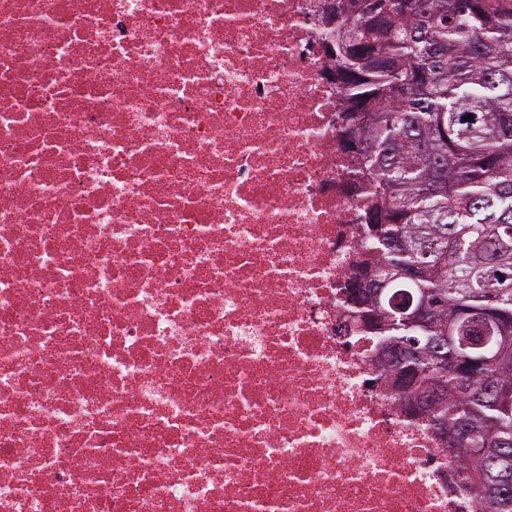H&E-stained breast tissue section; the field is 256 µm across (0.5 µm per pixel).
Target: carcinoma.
<instances>
[{"mask_svg": "<svg viewBox=\"0 0 512 512\" xmlns=\"http://www.w3.org/2000/svg\"><path fill=\"white\" fill-rule=\"evenodd\" d=\"M336 4L325 51L364 190L365 280L348 284L347 310L478 512H512V0ZM487 317L497 343L469 377L458 365L475 352L448 329L479 336Z\"/></svg>", "mask_w": 512, "mask_h": 512, "instance_id": "obj_1", "label": "carcinoma"}]
</instances>
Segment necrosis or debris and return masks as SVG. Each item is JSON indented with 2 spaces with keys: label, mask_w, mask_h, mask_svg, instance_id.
Masks as SVG:
<instances>
[{
  "label": "necrosis or debris",
  "mask_w": 512,
  "mask_h": 512,
  "mask_svg": "<svg viewBox=\"0 0 512 512\" xmlns=\"http://www.w3.org/2000/svg\"><path fill=\"white\" fill-rule=\"evenodd\" d=\"M330 0H0V512H477L372 384Z\"/></svg>",
  "instance_id": "1"
}]
</instances>
